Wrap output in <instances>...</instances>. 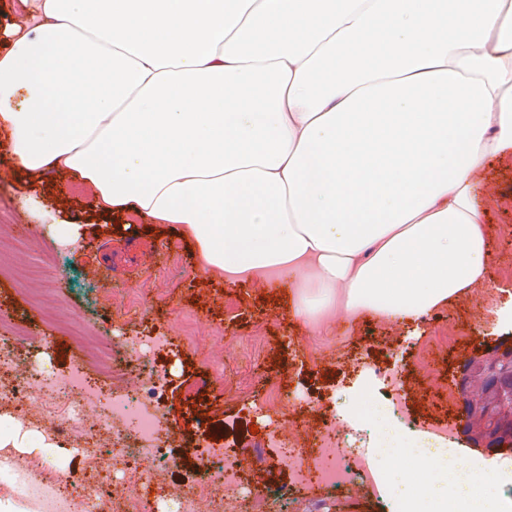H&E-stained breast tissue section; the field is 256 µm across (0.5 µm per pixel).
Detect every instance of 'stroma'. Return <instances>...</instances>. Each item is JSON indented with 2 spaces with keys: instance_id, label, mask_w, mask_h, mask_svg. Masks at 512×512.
<instances>
[{
  "instance_id": "35a3bbf8",
  "label": "stroma",
  "mask_w": 512,
  "mask_h": 512,
  "mask_svg": "<svg viewBox=\"0 0 512 512\" xmlns=\"http://www.w3.org/2000/svg\"><path fill=\"white\" fill-rule=\"evenodd\" d=\"M481 184L501 197L489 209L485 287L414 323L340 316L329 328L315 330L291 315L287 281L203 280L175 225L107 230L94 215L90 190L67 177L54 178L44 203L53 208L67 201L66 218L83 225L84 234L60 268L40 272L59 241L52 229L31 228L23 183L0 178V322L28 331V343L17 352L29 367L51 366L62 375L83 362L108 394L128 393L142 385L143 374L131 367L113 378L71 346L70 329H90L120 360L132 357L130 337L154 330L169 336L182 353L177 360L156 358L170 370L162 398L169 440L187 432V406L203 402L212 430L234 443L254 477L246 512H267L265 492L282 468L276 436L292 439L303 457H310L318 430L309 419L313 410L332 414L352 406L378 386L382 372L398 375L390 418L405 434L415 436L458 417L454 364L512 333V321L500 317L503 308H512V159L484 166ZM341 432L343 447L362 452L370 468H378V429L371 419H358ZM137 467L135 479L112 470L103 456L87 473L99 477L105 502L120 501L127 512H142L140 478L152 469L143 461ZM368 491L360 477L342 498L314 482L292 488L300 510L323 501L330 512H389L373 503Z\"/></svg>"
}]
</instances>
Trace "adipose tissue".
I'll return each mask as SVG.
<instances>
[{
    "label": "adipose tissue",
    "instance_id": "ef3b65f1",
    "mask_svg": "<svg viewBox=\"0 0 512 512\" xmlns=\"http://www.w3.org/2000/svg\"><path fill=\"white\" fill-rule=\"evenodd\" d=\"M0 27L6 175L48 173L97 216L175 224L208 279H291V312L413 322L486 279L483 167L512 157V0H19ZM0 418V448H49ZM403 512H505L512 462L420 478Z\"/></svg>",
    "mask_w": 512,
    "mask_h": 512
}]
</instances>
